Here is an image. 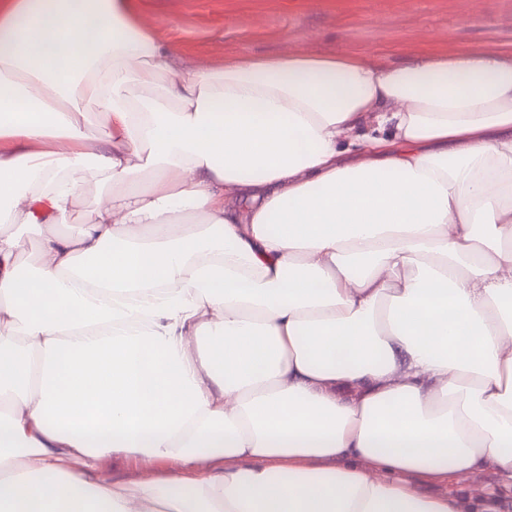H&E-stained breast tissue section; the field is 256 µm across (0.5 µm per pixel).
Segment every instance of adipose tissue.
Wrapping results in <instances>:
<instances>
[{
  "label": "adipose tissue",
  "mask_w": 512,
  "mask_h": 512,
  "mask_svg": "<svg viewBox=\"0 0 512 512\" xmlns=\"http://www.w3.org/2000/svg\"><path fill=\"white\" fill-rule=\"evenodd\" d=\"M170 56L0 0V512H502L512 58ZM103 468L109 475L126 480L149 477L151 474L142 472L138 467H132L121 455H113L103 460Z\"/></svg>",
  "instance_id": "ef3b65f1"
}]
</instances>
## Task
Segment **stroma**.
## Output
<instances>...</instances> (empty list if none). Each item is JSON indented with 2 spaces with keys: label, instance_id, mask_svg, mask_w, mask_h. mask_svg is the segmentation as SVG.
Segmentation results:
<instances>
[{
  "label": "stroma",
  "instance_id": "stroma-1",
  "mask_svg": "<svg viewBox=\"0 0 512 512\" xmlns=\"http://www.w3.org/2000/svg\"><path fill=\"white\" fill-rule=\"evenodd\" d=\"M174 68L289 48L394 63L420 51L512 56V0H130Z\"/></svg>",
  "mask_w": 512,
  "mask_h": 512
}]
</instances>
